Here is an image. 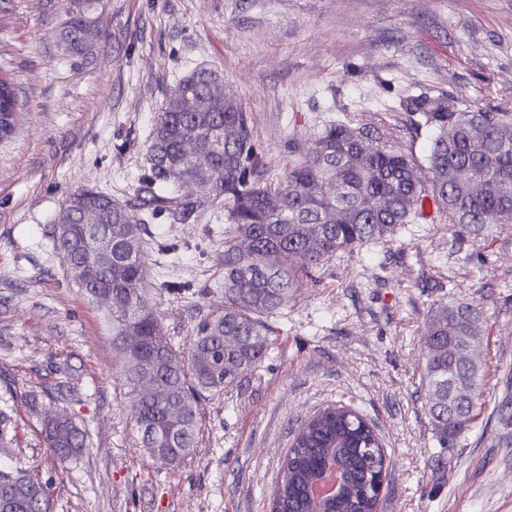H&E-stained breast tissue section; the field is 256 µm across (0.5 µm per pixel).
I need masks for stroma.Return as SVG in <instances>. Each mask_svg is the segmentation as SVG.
Listing matches in <instances>:
<instances>
[{"label":"stroma","instance_id":"35a3bbf8","mask_svg":"<svg viewBox=\"0 0 512 512\" xmlns=\"http://www.w3.org/2000/svg\"><path fill=\"white\" fill-rule=\"evenodd\" d=\"M92 16L78 53L50 0H0V71L24 105L18 136L0 142V467L48 483L51 512H268L297 428L342 404L375 425L390 460L377 512H512V225L460 236L433 206L393 242L329 261L272 319L263 367L203 402L199 446L175 467L140 448L112 328L47 234L75 190L130 198L159 110L202 66L223 74L273 169L331 122L426 165L434 131L407 98L512 110V0H96ZM227 226L209 206L182 224L154 220L152 237L182 247L153 256L147 281L208 283L202 303L223 311ZM452 298L482 311L484 381L473 428L442 448L420 367L430 316ZM157 303L181 342L201 302ZM62 411L90 433L65 464L40 436L43 416Z\"/></svg>","mask_w":512,"mask_h":512}]
</instances>
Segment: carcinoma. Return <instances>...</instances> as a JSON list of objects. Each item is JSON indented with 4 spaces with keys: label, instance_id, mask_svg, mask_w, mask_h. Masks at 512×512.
Listing matches in <instances>:
<instances>
[{
    "label": "carcinoma",
    "instance_id": "cac0c4a2",
    "mask_svg": "<svg viewBox=\"0 0 512 512\" xmlns=\"http://www.w3.org/2000/svg\"><path fill=\"white\" fill-rule=\"evenodd\" d=\"M92 0H67L69 15L61 40L83 48ZM406 110L420 113L436 129L427 171L402 154L375 143L346 124L330 123L271 174L254 139L249 113L224 93V81L199 68L180 83L157 114L147 148V169L137 194L118 203L102 191L79 190L97 211L84 223L81 210L64 205L48 235L72 279L89 297L112 293L106 311L113 350L140 446L155 463L175 466L193 454L202 430L201 402L231 392L262 366L273 345L270 320L288 309L296 288L336 255L367 244H386L404 224L423 215L431 199L448 223L470 233L512 224V115L484 112L455 99L417 96ZM21 111L18 88L0 73V134L5 119ZM483 126L484 137L472 131ZM193 142L208 157L214 179L199 157L183 150ZM191 182L193 195L181 192ZM224 203L230 227L224 238V311H198L191 335L175 345L166 335L151 292L167 296L210 289L170 279L148 287L149 222L163 216L182 224L207 204ZM338 212L345 220L337 223ZM112 237V257L100 258L94 241ZM295 254L297 266L288 263ZM482 313L471 304H440L428 325L422 384L426 410L439 447L448 448L470 430L482 368L460 355L461 347L482 342ZM468 385L462 398H448L456 382ZM45 447L65 464L88 448L89 434L60 413L43 422ZM385 452L373 426L357 410L329 406L296 432L269 501V512H311L308 483L335 461L347 489L324 512H375L377 480ZM0 512H51L47 484L21 466L0 468Z\"/></svg>",
    "mask_w": 512,
    "mask_h": 512
}]
</instances>
